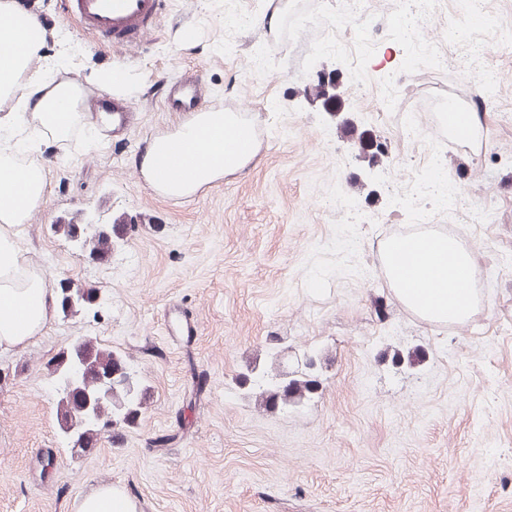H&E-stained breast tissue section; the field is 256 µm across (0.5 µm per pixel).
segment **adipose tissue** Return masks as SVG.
<instances>
[{
	"instance_id": "obj_1",
	"label": "adipose tissue",
	"mask_w": 512,
	"mask_h": 512,
	"mask_svg": "<svg viewBox=\"0 0 512 512\" xmlns=\"http://www.w3.org/2000/svg\"><path fill=\"white\" fill-rule=\"evenodd\" d=\"M45 41L36 15L0 0V131L29 125L36 140L63 143L79 130L99 135L111 129V115L94 114L87 104L85 86L123 97L128 73L110 67L92 72L88 83L76 82L62 67H40ZM228 127L237 129L239 145L226 144ZM34 142L0 146V351L26 347L47 327L57 305L53 288L17 239L19 226L46 199V166L30 158ZM256 156L250 122L236 112L203 110L181 120L173 133L154 138L140 172L163 195L184 197L243 170Z\"/></svg>"
}]
</instances>
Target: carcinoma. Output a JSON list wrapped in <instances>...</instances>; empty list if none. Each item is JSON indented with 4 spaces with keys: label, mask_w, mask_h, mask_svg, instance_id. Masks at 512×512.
Wrapping results in <instances>:
<instances>
[{
    "label": "carcinoma",
    "mask_w": 512,
    "mask_h": 512,
    "mask_svg": "<svg viewBox=\"0 0 512 512\" xmlns=\"http://www.w3.org/2000/svg\"><path fill=\"white\" fill-rule=\"evenodd\" d=\"M116 231L117 225L113 224L86 237L90 255L98 260L110 256L112 233ZM93 299L91 290L78 288L71 292L64 288L60 307L65 311L80 301L89 304ZM61 359L64 369L76 365L81 374L80 389L68 391L57 405L61 430L76 433L79 447L87 448L98 442L115 422L127 425L136 422L145 404L146 389L132 381L122 355L83 339L73 343ZM258 382L262 387L260 397L268 407L278 401L284 405L300 404L318 387L315 379L290 378L286 373L279 374L275 380L262 375Z\"/></svg>",
    "instance_id": "1"
}]
</instances>
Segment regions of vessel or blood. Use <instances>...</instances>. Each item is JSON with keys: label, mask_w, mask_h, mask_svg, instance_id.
I'll return each instance as SVG.
<instances>
[{"label": "vessel or blood", "mask_w": 512, "mask_h": 512, "mask_svg": "<svg viewBox=\"0 0 512 512\" xmlns=\"http://www.w3.org/2000/svg\"><path fill=\"white\" fill-rule=\"evenodd\" d=\"M164 0H61L63 19L108 46H137L158 20ZM204 95L199 78H181L168 97L170 108L192 112Z\"/></svg>", "instance_id": "obj_1"}]
</instances>
